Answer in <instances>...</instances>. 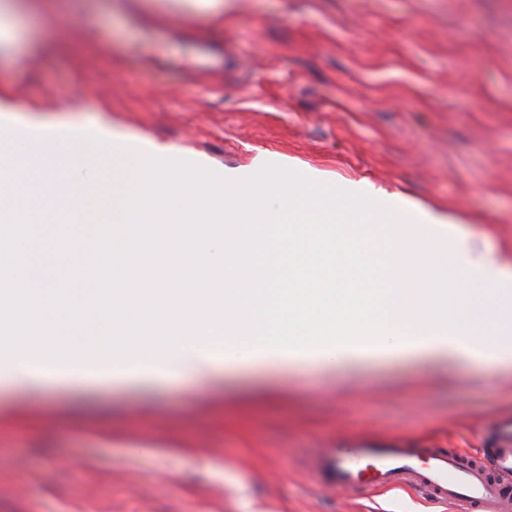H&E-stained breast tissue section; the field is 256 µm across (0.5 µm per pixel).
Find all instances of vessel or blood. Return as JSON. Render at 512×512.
Wrapping results in <instances>:
<instances>
[{
    "label": "vessel or blood",
    "mask_w": 512,
    "mask_h": 512,
    "mask_svg": "<svg viewBox=\"0 0 512 512\" xmlns=\"http://www.w3.org/2000/svg\"><path fill=\"white\" fill-rule=\"evenodd\" d=\"M312 470L339 492L411 489L465 512H512V416L496 417L487 447L474 454L347 443L320 449Z\"/></svg>",
    "instance_id": "vessel-or-blood-1"
}]
</instances>
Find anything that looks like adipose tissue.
I'll return each instance as SVG.
<instances>
[{
    "label": "adipose tissue",
    "instance_id": "ef3b65f1",
    "mask_svg": "<svg viewBox=\"0 0 512 512\" xmlns=\"http://www.w3.org/2000/svg\"><path fill=\"white\" fill-rule=\"evenodd\" d=\"M0 145L12 150L15 161L26 163L29 176L26 185L32 186L35 198L29 207L42 210L53 206L61 210L83 209L80 187L93 185L97 178L95 166L83 163V156H111L114 174H121L126 156L113 146H94L82 137H70L66 146L71 157L63 162L49 163L43 143L26 136H6ZM402 245L394 254L399 260L405 279L402 290L409 300L408 307H397L389 324L399 326L405 338L401 341H380L376 351L394 357H431L480 362L492 369L512 368V345L503 340V320L500 304L512 292V264L499 252L493 251L471 236L459 233L458 226L442 211L428 208L419 224L399 228ZM453 239L448 254L450 267L461 271L468 279L482 286L485 329L474 333L461 312L462 291L458 288L436 287L432 275L435 247L438 242ZM181 351L180 361H165L157 353L109 354L98 361L82 365H61L41 354L0 358V391L19 388L39 389L46 383L62 385L89 384L110 378L117 382H162L183 377H210L231 367H303L315 365L335 371L342 364L363 362L367 354L360 349L335 350L331 354L305 357L296 353L277 354L272 350L252 357L232 352L228 357H206L204 341L173 343Z\"/></svg>",
    "mask_w": 512,
    "mask_h": 512
}]
</instances>
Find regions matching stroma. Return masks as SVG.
Masks as SVG:
<instances>
[{"instance_id":"1","label":"stroma","mask_w":512,"mask_h":512,"mask_svg":"<svg viewBox=\"0 0 512 512\" xmlns=\"http://www.w3.org/2000/svg\"><path fill=\"white\" fill-rule=\"evenodd\" d=\"M234 15L45 0L0 60V90L215 171L262 157L335 186L364 179L412 202L398 223L434 206L512 257V0H236ZM10 398L40 421L0 430V512H452L330 490L312 459L357 439L479 450L487 421L512 414V371L384 358L330 377L241 369ZM179 440L199 456L152 449Z\"/></svg>"}]
</instances>
